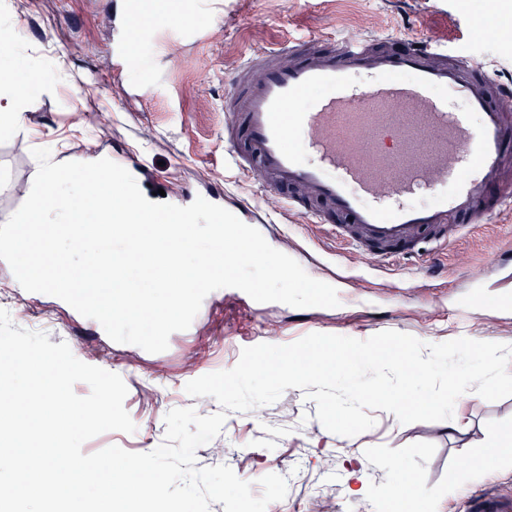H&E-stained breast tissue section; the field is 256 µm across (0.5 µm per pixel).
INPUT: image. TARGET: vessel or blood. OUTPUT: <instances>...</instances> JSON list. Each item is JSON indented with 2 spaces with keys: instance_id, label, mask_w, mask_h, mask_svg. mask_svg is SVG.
Listing matches in <instances>:
<instances>
[{
  "instance_id": "obj_1",
  "label": "vessel or blood",
  "mask_w": 512,
  "mask_h": 512,
  "mask_svg": "<svg viewBox=\"0 0 512 512\" xmlns=\"http://www.w3.org/2000/svg\"><path fill=\"white\" fill-rule=\"evenodd\" d=\"M118 23L115 65L135 62ZM391 38L286 39L256 50L236 68L224 98L225 160L262 193L283 197L289 213L370 262L421 257L426 243H451L449 225L491 223L512 208V115L497 98L512 84L459 54L448 57L423 38L392 49ZM295 56L285 67L279 59ZM315 87L326 94L306 93ZM461 101L453 112L449 100ZM429 188L430 206L410 195ZM472 512H512V497L484 493Z\"/></svg>"
}]
</instances>
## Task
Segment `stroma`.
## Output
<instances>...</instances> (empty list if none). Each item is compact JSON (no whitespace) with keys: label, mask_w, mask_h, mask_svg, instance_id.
<instances>
[{"label":"stroma","mask_w":512,"mask_h":512,"mask_svg":"<svg viewBox=\"0 0 512 512\" xmlns=\"http://www.w3.org/2000/svg\"><path fill=\"white\" fill-rule=\"evenodd\" d=\"M125 0H0V39L13 45L7 63L15 81L37 74L36 104L22 126L0 133V214L23 199L36 164L31 151L47 148L79 158L120 150L144 157L146 194L174 197L184 187L224 191L223 206L243 216V203L267 211L278 225L267 242L297 259L312 277L332 281L335 308L253 304L237 289L206 296L191 326L171 335L166 351L151 354L112 341L100 323L63 300L18 288L0 260V290L14 326L28 316L46 324L51 343H67L84 363L119 374L134 433L108 431L83 445L119 446L145 453L164 440V417L196 406L186 384L232 369L243 348L287 345L311 333L365 340L393 330L432 344L467 337L512 342V276L495 267L512 250V211L479 224L444 251L426 250L411 261L371 266L341 249L323 229L288 214L275 195H260L224 162V97L244 56L273 47L282 37L350 35L425 36L455 55L468 53L502 82L512 81V0H192L194 38L178 33L180 0H158L156 37L142 48L141 74L114 72L109 44ZM263 416L228 413L211 446L196 451L197 467L226 464L261 494V477L290 464L299 472L276 512H306L311 495L366 512H389V490L409 485L441 503L444 512H467V491L448 495V478L461 456L490 460L489 430L512 427V396L488 401L471 395L457 408L460 430L444 421L400 423L376 410L375 424L353 437L327 431L316 404L290 388ZM365 493L350 498L345 464L360 448Z\"/></svg>","instance_id":"35a3bbf8"}]
</instances>
